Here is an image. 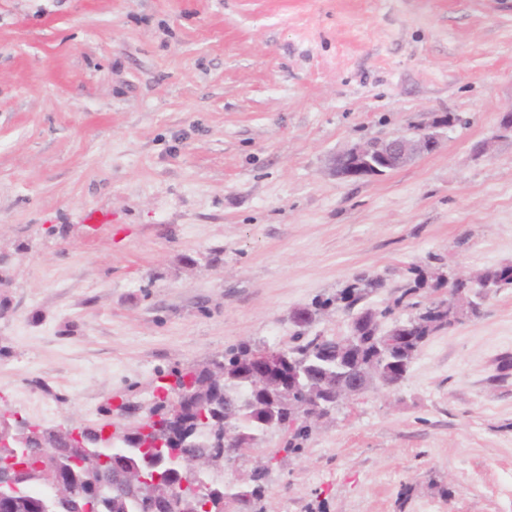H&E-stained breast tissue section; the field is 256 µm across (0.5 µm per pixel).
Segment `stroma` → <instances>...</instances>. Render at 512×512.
Masks as SVG:
<instances>
[{
  "label": "stroma",
  "mask_w": 512,
  "mask_h": 512,
  "mask_svg": "<svg viewBox=\"0 0 512 512\" xmlns=\"http://www.w3.org/2000/svg\"><path fill=\"white\" fill-rule=\"evenodd\" d=\"M509 110L512 0H0V409L92 426L171 371L290 344L356 275L380 307L414 265H512ZM450 114L433 152L334 174ZM265 510L512 512V288L279 452Z\"/></svg>",
  "instance_id": "1"
}]
</instances>
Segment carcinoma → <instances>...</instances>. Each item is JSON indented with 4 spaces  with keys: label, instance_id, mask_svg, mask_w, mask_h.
<instances>
[{
    "label": "carcinoma",
    "instance_id": "carcinoma-1",
    "mask_svg": "<svg viewBox=\"0 0 512 512\" xmlns=\"http://www.w3.org/2000/svg\"><path fill=\"white\" fill-rule=\"evenodd\" d=\"M410 277L401 287V293L382 308L358 307L370 293L383 287V282L371 275H358L332 297L318 299L315 310L331 305L346 310L357 309L347 336L292 337L291 345L284 348V355L300 369L299 379L288 384V402L280 416L287 424L288 434L283 448L272 451L266 463L254 468L247 482L242 485H226L224 479L200 475L188 483L201 487L199 495H191V489L181 490L186 496L184 507L190 512H204L203 506L212 503L211 512H224V504H233L238 512H255L268 490V473L273 461L281 452L300 454L303 443L309 437L308 421H297L295 410L313 397L322 396L320 416L328 415L337 405L336 388L343 381L345 368L353 375L382 372L405 379L409 365L427 338L448 329L468 315L476 316L479 309L461 301L456 307L444 306L430 309L419 301L425 288L438 291L449 289L458 295H468L475 286H489L496 290L512 288V266L503 265L484 271L473 284L435 272L427 275L422 269H409ZM407 310L408 318L399 321L403 333L394 342L385 339L386 331L378 322L390 319ZM255 348L248 343L229 349L219 358L212 359L200 369L185 372L174 371L175 385L190 384L193 398L189 400L177 423L165 436L181 454L216 457L224 449V431L240 438L247 452L265 441L267 426L264 408L265 397L253 391L250 359ZM143 422L131 430L126 442L114 451L102 473L93 474L92 467L82 460L71 459V448L55 430H44L27 442L28 452L23 464L26 476L31 479L30 488L53 477L61 486L63 497L52 512H76L91 497L89 475L112 489L94 503L93 512H146L147 505L141 499L131 497L128 479L139 473L148 479H158L157 488L173 487L180 490L181 467L176 455L166 448L153 446L155 436L144 434ZM54 445V453L62 467L51 469L44 457L45 446Z\"/></svg>",
    "mask_w": 512,
    "mask_h": 512
}]
</instances>
